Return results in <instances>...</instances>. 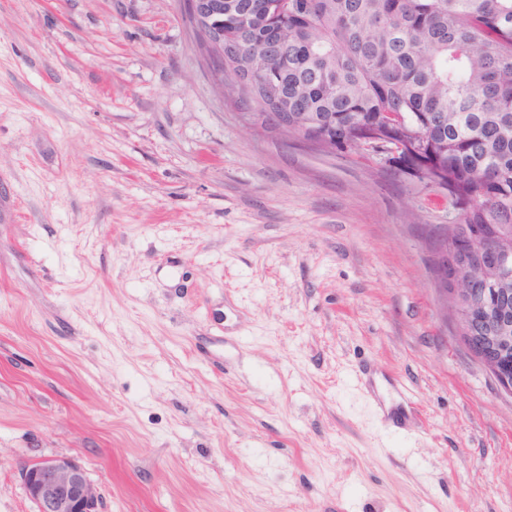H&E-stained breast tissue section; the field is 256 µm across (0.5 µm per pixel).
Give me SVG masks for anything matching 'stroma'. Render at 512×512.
<instances>
[{
	"instance_id": "35a3bbf8",
	"label": "stroma",
	"mask_w": 512,
	"mask_h": 512,
	"mask_svg": "<svg viewBox=\"0 0 512 512\" xmlns=\"http://www.w3.org/2000/svg\"><path fill=\"white\" fill-rule=\"evenodd\" d=\"M409 175L246 126L183 0H0V512H512V397ZM21 480L36 512H101L98 487L73 459L31 461L21 469Z\"/></svg>"
}]
</instances>
